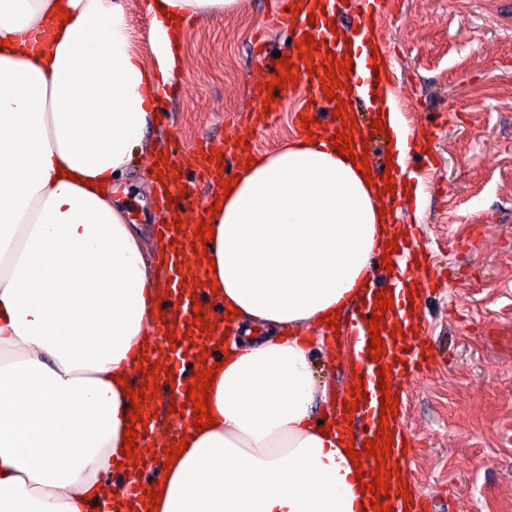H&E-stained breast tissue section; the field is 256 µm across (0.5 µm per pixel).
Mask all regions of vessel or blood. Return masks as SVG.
Wrapping results in <instances>:
<instances>
[{"label":"vessel or blood","instance_id":"1","mask_svg":"<svg viewBox=\"0 0 512 512\" xmlns=\"http://www.w3.org/2000/svg\"><path fill=\"white\" fill-rule=\"evenodd\" d=\"M283 13L291 24V32L294 39H301L303 35H311L318 48L313 56L312 65H304L303 52L292 49L289 57L297 67L298 81L303 84L310 93L314 102H322L325 95L322 91L321 81L325 75L323 70L324 58L329 52L338 51L341 47L340 35L333 31L331 24L337 21L345 12L343 0H281ZM353 67L349 75L347 86H338L333 90L334 95L341 101L347 102L353 96L369 93L373 96L375 112H382L381 98L386 91L385 81L376 80L371 58L360 57L359 53H352ZM277 71L275 60H268L266 72L260 83L254 84L251 96L254 108L250 114L254 124L264 125L275 118L281 110L283 92L274 90L267 92L266 87ZM201 154L193 149L176 146L173 147L163 164V174L158 178V190L160 193H169L177 181L170 175L172 168H185L197 166L201 163ZM161 238L159 244L166 250L165 258L168 264L174 265L172 283L167 298L161 299V311L163 321L158 322L154 331L147 338L148 365L142 366L141 377H148L151 364L161 362L165 367L176 370L177 375L170 385L172 391L170 397L177 406V412L182 416H190L192 409L187 405V394L190 390V378L180 376L178 369L181 364L195 360L202 349L212 348L214 338L205 335L200 330H188L187 321L193 316V298L186 295L181 281L183 275L189 272L190 267L184 261L185 253L191 252L200 245L196 238L180 240L173 230L158 226ZM398 249L392 252L394 264L402 265V274L406 279H419L423 284H430L429 262H417L418 246L414 239L401 238L397 241ZM375 288H367L363 299V306L355 309L349 322V329L356 339L357 347L354 351L358 365L355 369L362 382L361 394H344V401L357 402L356 411L346 413L339 412L336 423L341 428L356 426L359 443H366L375 439L378 431L377 420L380 416V400L384 392L378 389L377 369L379 365L390 368L389 381L391 385H399L404 379L417 375L424 369L430 359L432 350L430 337L419 334L415 330L417 324V310L411 309L407 298L406 289H399L393 295V308L374 313L373 306L376 302ZM380 315L383 326L379 335L386 346L383 356H375L370 344V333L366 321L373 315ZM394 435L390 448L391 453L386 458V468L391 471V490L380 494L379 499L390 508L391 512H431V500H422L416 504H409L404 496H401L400 474L406 468V456L403 452V421L401 417H394L390 423Z\"/></svg>","mask_w":512,"mask_h":512}]
</instances>
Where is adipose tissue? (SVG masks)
<instances>
[{"mask_svg": "<svg viewBox=\"0 0 512 512\" xmlns=\"http://www.w3.org/2000/svg\"><path fill=\"white\" fill-rule=\"evenodd\" d=\"M244 3L144 0L150 66L125 0H0V512H99L129 493L109 480L131 410L118 380L164 288L111 184L180 77V21ZM378 193L324 137L214 191L223 205L200 270L239 313L211 365L214 424L182 429L158 512H359L364 482L312 355L400 232Z\"/></svg>", "mask_w": 512, "mask_h": 512, "instance_id": "1", "label": "adipose tissue"}]
</instances>
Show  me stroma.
<instances>
[{"label":"stroma","mask_w":512,"mask_h":512,"mask_svg":"<svg viewBox=\"0 0 512 512\" xmlns=\"http://www.w3.org/2000/svg\"><path fill=\"white\" fill-rule=\"evenodd\" d=\"M377 33L400 109L435 157L429 171L409 158L422 199L399 221L419 226L420 247L450 275L421 294L436 356L402 385L406 467L416 493L446 512H512V0H389ZM289 37L279 0L186 23L179 82L113 194L129 223L159 222L147 171L163 142L262 154L297 139L294 114L311 106L304 87L285 92L266 126L241 118L262 72L256 41L284 53Z\"/></svg>","instance_id":"stroma-1"}]
</instances>
